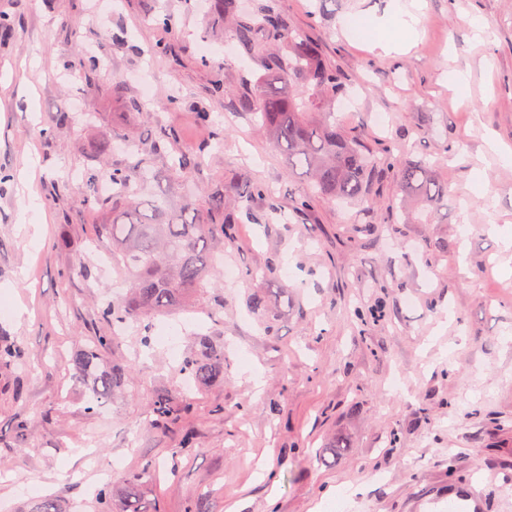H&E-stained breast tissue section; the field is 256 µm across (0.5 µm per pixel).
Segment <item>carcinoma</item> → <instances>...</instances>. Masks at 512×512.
Here are the masks:
<instances>
[{
	"instance_id": "carcinoma-1",
	"label": "carcinoma",
	"mask_w": 512,
	"mask_h": 512,
	"mask_svg": "<svg viewBox=\"0 0 512 512\" xmlns=\"http://www.w3.org/2000/svg\"><path fill=\"white\" fill-rule=\"evenodd\" d=\"M214 10L224 16L229 40L237 49L255 58L260 73L252 83L237 92L238 109L247 113L271 137L273 146L284 156L288 171L304 170L309 178L311 199L361 201L365 189L385 160L349 137L336 124L334 103L346 96L340 75L323 58L318 45L296 31L267 0L257 11L244 13L238 0H214ZM72 45L84 80L95 82L103 64L84 52L76 31L64 32ZM174 138L162 134L149 143H134L138 159L122 166L104 160L111 142L102 140L87 147L81 170L77 203L92 216L91 244L111 251L112 263L129 274L125 296L100 306L102 318L112 327L141 326V319L158 312H173L194 299L219 274L213 250L234 238L236 218L227 209L224 186L215 185L205 205L193 203L176 208L166 198L145 197L139 190L152 169L145 152L165 153ZM208 144L181 149L172 158L170 178H185L204 164ZM400 191L422 205L437 206L448 196V186L435 180L428 163L417 160L399 167ZM112 184V193L103 185ZM266 198L268 210L280 211L278 200L258 183L241 184L239 198ZM118 335L95 337L93 346L72 359L74 378L86 382L91 392L86 410L94 413L112 394L128 382L125 369L107 365L105 354L112 350ZM198 348L182 364L184 373L199 386L224 381V343L208 336L198 337ZM20 347L0 340V365L22 360ZM192 411L172 398L158 394L149 405L148 416L159 424ZM150 466L129 475L130 488L122 512H145L136 487L147 480ZM21 512H64L53 495L38 499Z\"/></svg>"
}]
</instances>
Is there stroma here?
<instances>
[{
    "mask_svg": "<svg viewBox=\"0 0 512 512\" xmlns=\"http://www.w3.org/2000/svg\"><path fill=\"white\" fill-rule=\"evenodd\" d=\"M391 3L277 0L356 94V108L339 114L345 131L395 157L364 203L299 212L310 186L239 112L235 92L258 67L226 50L212 8L0 0L12 19L0 32V170L10 175L0 186V336L25 353L0 366V512L44 495L69 512H120L125 476L148 465L156 478L140 495L153 512H186L197 499L205 512H313L326 499L340 512H448L452 483L475 491L484 512H512V168L486 146L492 136L512 147V0H424L419 38L401 54L344 31L345 17L381 20ZM163 14L166 29L155 23ZM70 26L110 67L94 84L69 64ZM205 43L217 56L203 55ZM160 44L166 53H156ZM453 70L466 73V95L449 85ZM145 79L149 125L128 106ZM216 80L224 97L209 92ZM76 96L84 112L73 111ZM197 105L212 126L197 123ZM62 112L70 123L57 124ZM169 129L184 146L210 144L201 170L181 183L165 180L167 159H154L173 203L203 200L238 173L274 190L283 213L258 201L238 208L224 261L239 284L213 281L178 314L155 317L150 345L138 329L123 333L106 359L131 379L90 414L71 360L90 336L110 332L98 310L127 275L103 270L91 251L89 217L68 181L97 138ZM410 160L437 163L449 187L432 221L400 205L398 166ZM77 262L85 274L64 277ZM269 266L270 278L246 275ZM257 292L260 312L247 306ZM379 306L382 317L371 318ZM200 332L224 344V381L188 390L178 369ZM159 393L191 404V414L152 425ZM108 467L113 497L103 508L95 492ZM487 469L496 481H484Z\"/></svg>",
    "mask_w": 512,
    "mask_h": 512,
    "instance_id": "obj_1",
    "label": "stroma"
}]
</instances>
